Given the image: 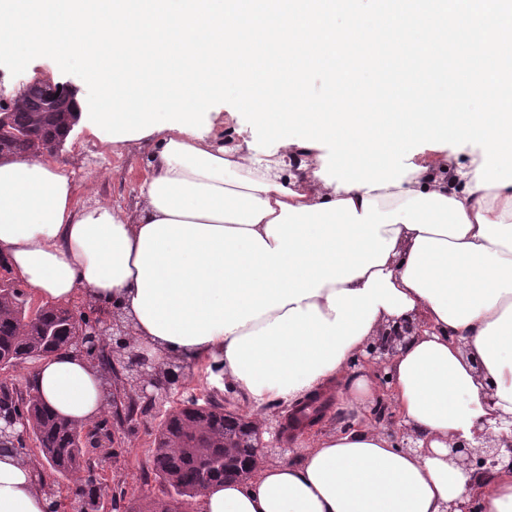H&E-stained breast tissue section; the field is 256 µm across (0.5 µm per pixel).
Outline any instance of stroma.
I'll list each match as a JSON object with an SVG mask.
<instances>
[{
	"mask_svg": "<svg viewBox=\"0 0 512 512\" xmlns=\"http://www.w3.org/2000/svg\"><path fill=\"white\" fill-rule=\"evenodd\" d=\"M59 85L74 94L84 92L78 76L57 71L53 61L45 60L19 75L0 66V103L12 99L23 85L33 81ZM69 173L79 204L105 201L125 209L133 208L139 184L147 169V154L121 146H107L83 128H75L56 153ZM165 416L156 407L129 424L116 443L115 453L95 461V476L107 483L104 512H130L131 506L159 496L160 489L151 467L152 440Z\"/></svg>",
	"mask_w": 512,
	"mask_h": 512,
	"instance_id": "1",
	"label": "stroma"
}]
</instances>
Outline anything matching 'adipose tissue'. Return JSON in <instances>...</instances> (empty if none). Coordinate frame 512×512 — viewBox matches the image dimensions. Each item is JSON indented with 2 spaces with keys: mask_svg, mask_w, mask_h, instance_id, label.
<instances>
[{
  "mask_svg": "<svg viewBox=\"0 0 512 512\" xmlns=\"http://www.w3.org/2000/svg\"><path fill=\"white\" fill-rule=\"evenodd\" d=\"M134 211L78 204L52 156L0 162V264L58 306L120 309L160 356L208 360L252 408L292 406L337 382L355 410L376 384L351 360L385 325L419 320L390 362L410 447L358 415L288 462L205 490L196 512H512V467L487 478L449 450L512 416V183L478 187L475 166L409 173L384 189L326 183L314 159L225 146L158 129ZM31 381L61 416L88 424L107 404L100 370L68 349ZM29 463L0 456V512H48Z\"/></svg>",
  "mask_w": 512,
  "mask_h": 512,
  "instance_id": "1",
  "label": "adipose tissue"
}]
</instances>
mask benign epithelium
<instances>
[{"mask_svg": "<svg viewBox=\"0 0 512 512\" xmlns=\"http://www.w3.org/2000/svg\"><path fill=\"white\" fill-rule=\"evenodd\" d=\"M415 324L403 321L396 325L390 324L364 347L363 362L377 367L386 365L398 348L406 343ZM82 335L93 337V343L103 341L109 344L112 359L122 365L120 373L123 389L112 388V411H123L127 396L161 406L170 398L172 391L182 388L187 373L184 365L177 359L158 360L150 350L133 345L128 341V327L117 311H109L105 316L87 321L83 325ZM224 423L233 426V432L224 433V447L231 444L245 449L243 456L236 460H224V475L236 479H245L252 472V464L272 443H281L283 439L280 425L266 426L253 419H245L230 410H224ZM272 436V440H264V434ZM29 435L25 419L13 409L0 410V442L9 446H19ZM512 454V441L506 448L499 443L486 441L480 445H472L464 440L458 441L450 448V456L462 467L478 474H489L499 463L502 451Z\"/></svg>", "mask_w": 512, "mask_h": 512, "instance_id": "7a95c632", "label": "benign epithelium"}]
</instances>
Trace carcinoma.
<instances>
[{
	"label": "carcinoma",
	"instance_id": "cac0c4a2",
	"mask_svg": "<svg viewBox=\"0 0 512 512\" xmlns=\"http://www.w3.org/2000/svg\"><path fill=\"white\" fill-rule=\"evenodd\" d=\"M22 94L24 108L6 113L8 124L18 137H0V159L51 152L63 141L64 128L72 116L62 108L68 97L59 93L57 111H38L39 90L31 84ZM80 340L70 309L44 304L30 312L29 293L17 286L0 290V370L31 364L58 351L77 345ZM0 402L19 407L26 417L29 432L37 442L39 456L52 474L73 481L72 512H96L105 486L81 473L91 470L90 453H105L112 448V430L101 421L85 428L53 413L31 386L21 389L13 382H0ZM201 407L172 416L157 430L152 464L155 476L181 497L194 498L202 487L200 463L214 476L224 470V405L213 396L195 401ZM323 411V405L310 400L293 413L297 426H303Z\"/></svg>",
	"mask_w": 512,
	"mask_h": 512
}]
</instances>
